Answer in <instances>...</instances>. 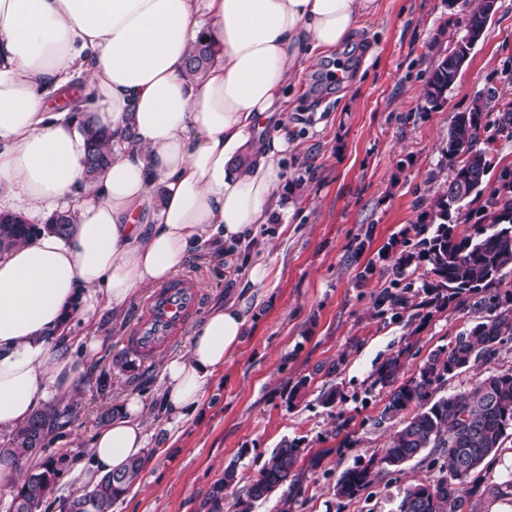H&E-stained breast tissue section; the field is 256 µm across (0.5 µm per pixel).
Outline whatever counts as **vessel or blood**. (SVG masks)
<instances>
[{
	"label": "vessel or blood",
	"instance_id": "obj_1",
	"mask_svg": "<svg viewBox=\"0 0 512 512\" xmlns=\"http://www.w3.org/2000/svg\"><path fill=\"white\" fill-rule=\"evenodd\" d=\"M200 304V290L192 278L176 277L156 288L127 337L128 348L142 360H153L181 337Z\"/></svg>",
	"mask_w": 512,
	"mask_h": 512
}]
</instances>
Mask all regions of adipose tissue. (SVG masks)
<instances>
[{"label": "adipose tissue", "instance_id": "obj_1", "mask_svg": "<svg viewBox=\"0 0 512 512\" xmlns=\"http://www.w3.org/2000/svg\"><path fill=\"white\" fill-rule=\"evenodd\" d=\"M378 10L379 0H0V212L75 219L69 235L0 253V431L85 381L102 342L83 335L74 356L72 318L120 315L197 245L266 223L291 148L292 88ZM203 33L218 53L191 76L188 47ZM76 81L75 111H52V95ZM87 113L113 135L91 183ZM267 125L274 133L256 137ZM245 323L239 307L216 308L187 353L163 360L162 414L178 422L197 409ZM146 414L140 397H125L71 478L147 457Z\"/></svg>", "mask_w": 512, "mask_h": 512}]
</instances>
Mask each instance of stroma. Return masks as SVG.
I'll return each instance as SVG.
<instances>
[{"mask_svg": "<svg viewBox=\"0 0 512 512\" xmlns=\"http://www.w3.org/2000/svg\"><path fill=\"white\" fill-rule=\"evenodd\" d=\"M465 17L446 0H380L377 15L361 21L321 68L305 69L287 114L294 148L276 190L283 212L257 225L245 245L193 252L181 268L199 284L202 312L223 302L244 304L243 342L192 416L173 424L154 410L160 362L141 363L125 347L149 289L137 292L120 317L103 312L97 324L103 351L71 396L80 402L78 416L49 432L45 449L23 464L36 470L58 449L70 451L41 512H60L83 493L68 478L70 463L87 455L101 414L129 395L149 406L144 427L152 452L112 512H200L225 468L235 466L237 488L246 487L285 440L300 447L293 472L301 487L283 484L250 512H396L407 486L435 476L424 452L374 469L355 499L335 491L342 472L381 455L400 426V417L382 416L390 389L376 381L381 363L401 354L399 378L408 380L485 314L453 303L376 306L453 174L441 154L453 117L490 89L496 101L512 100V0H497L442 106L420 110L429 72L455 48ZM333 66L343 67L345 78L327 81ZM259 260L272 279L246 292L248 270ZM368 265L373 273L364 282L359 274ZM511 368L512 335L494 360L448 378L435 395L468 392L479 379ZM302 379L304 392L290 399ZM330 390L336 401L327 405L322 395ZM237 488L227 490L224 512H235Z\"/></svg>", "mask_w": 512, "mask_h": 512, "instance_id": "stroma-1", "label": "stroma"}]
</instances>
